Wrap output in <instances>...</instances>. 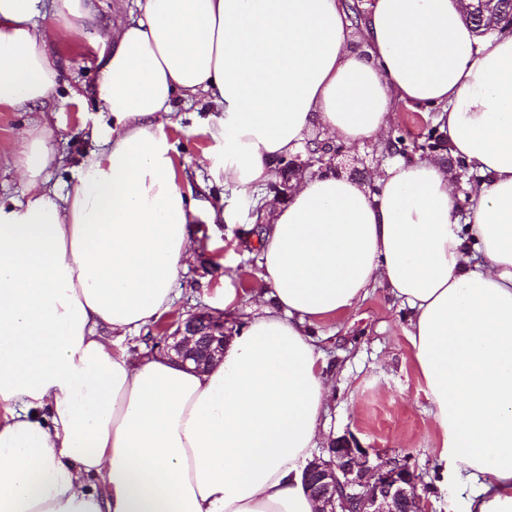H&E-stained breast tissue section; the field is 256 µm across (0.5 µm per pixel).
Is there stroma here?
Listing matches in <instances>:
<instances>
[{
	"label": "stroma",
	"mask_w": 512,
	"mask_h": 512,
	"mask_svg": "<svg viewBox=\"0 0 512 512\" xmlns=\"http://www.w3.org/2000/svg\"><path fill=\"white\" fill-rule=\"evenodd\" d=\"M73 27V36L83 50L55 57L60 81L49 105L50 143L63 164L52 169L48 178L62 194L75 182L79 162L100 148L95 130L110 120L92 96L95 30L80 19L74 20ZM207 110V105L198 102L176 106L169 135L179 158L202 155L210 147V139L202 132ZM40 116L37 105L0 112V202L23 197L24 187L8 172L6 162L15 147L17 130ZM437 117V111L396 103L389 135L409 143L421 140L428 129L437 127ZM190 127L196 134L189 138L184 131ZM389 158L380 144L368 142L345 148L342 156L335 158L334 168L363 182ZM199 181L198 199L224 203L237 219L232 224L213 225L198 218L196 239L204 247L182 273L181 293L172 309L185 317L207 308L209 298L228 282L240 292L239 317L252 316L249 289L256 285L259 272L258 243L252 229L262 198L257 194L240 196L204 171ZM409 317V309L394 301L386 286L378 283L348 314L312 325L315 344L333 373V396L322 417L325 440L315 453L326 456L330 441L355 437L383 457L397 456L408 463L427 512H467L480 481L446 467L431 401L405 337Z\"/></svg>",
	"instance_id": "35a3bbf8"
}]
</instances>
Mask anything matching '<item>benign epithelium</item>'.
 <instances>
[{
  "label": "benign epithelium",
  "instance_id": "1",
  "mask_svg": "<svg viewBox=\"0 0 512 512\" xmlns=\"http://www.w3.org/2000/svg\"><path fill=\"white\" fill-rule=\"evenodd\" d=\"M307 156L289 159L288 174L274 192L288 196L293 176L317 163L332 165L342 149L318 138L306 142ZM224 317L209 311L192 314L157 348L172 361L197 369L224 357ZM328 458H317L302 474V482L321 503L320 512H423L417 480L406 462L389 457L373 463L374 452L353 437H342L327 448Z\"/></svg>",
  "mask_w": 512,
  "mask_h": 512
}]
</instances>
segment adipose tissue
<instances>
[{
    "mask_svg": "<svg viewBox=\"0 0 512 512\" xmlns=\"http://www.w3.org/2000/svg\"><path fill=\"white\" fill-rule=\"evenodd\" d=\"M0 0V111L45 104L50 47L94 0ZM470 0H143L97 36L93 95L112 124L65 197L47 125L20 132L23 200L0 202V512H318L302 484L330 398L308 331L376 282L405 330L454 469L484 476L468 512H512V27L478 36ZM365 48L350 50L353 29ZM208 104L203 154L247 194L312 129L382 140L395 101L440 108L479 181L460 219L443 161L332 171L268 201L257 312L198 371L115 340L179 296L201 206L179 179L176 100Z\"/></svg>",
    "mask_w": 512,
    "mask_h": 512,
    "instance_id": "1",
    "label": "adipose tissue"
}]
</instances>
